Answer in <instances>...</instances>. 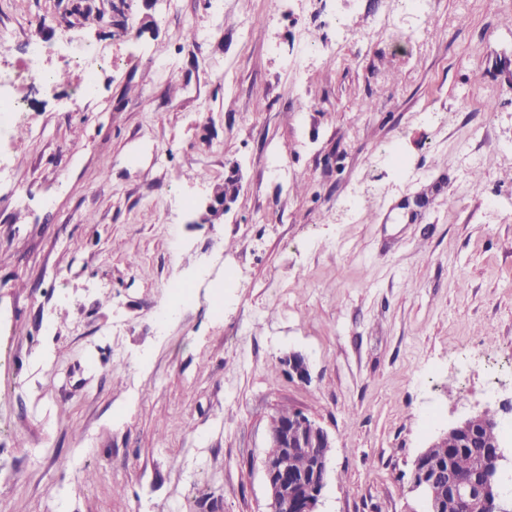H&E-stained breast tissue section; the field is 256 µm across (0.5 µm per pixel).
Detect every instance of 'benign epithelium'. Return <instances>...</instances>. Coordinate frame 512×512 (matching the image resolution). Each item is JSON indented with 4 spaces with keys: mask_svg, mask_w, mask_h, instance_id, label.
<instances>
[{
    "mask_svg": "<svg viewBox=\"0 0 512 512\" xmlns=\"http://www.w3.org/2000/svg\"><path fill=\"white\" fill-rule=\"evenodd\" d=\"M228 208L224 198L215 193L202 207L197 223L212 224L222 219L224 210ZM281 364L287 366L289 372L299 379L307 376L306 361L298 353L288 354L281 359ZM268 434L269 447L285 449L281 456H268L264 461L270 512H286L290 507L296 512H319L329 451L332 448L328 433L307 415L296 410L288 423L280 422L279 414L272 415ZM300 450H310L315 457L313 473L307 479L298 476L294 469L288 467V454ZM423 457L425 453L422 452L413 462L411 484L420 480L430 487L434 498L433 512H480L479 500L482 495L479 489L458 478L451 470L429 463L420 464Z\"/></svg>",
    "mask_w": 512,
    "mask_h": 512,
    "instance_id": "1",
    "label": "benign epithelium"
}]
</instances>
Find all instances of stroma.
I'll use <instances>...</instances> for the list:
<instances>
[{
	"label": "stroma",
	"mask_w": 512,
	"mask_h": 512,
	"mask_svg": "<svg viewBox=\"0 0 512 512\" xmlns=\"http://www.w3.org/2000/svg\"><path fill=\"white\" fill-rule=\"evenodd\" d=\"M404 9L0 0L53 79L0 139V512H269L283 407L321 512H427L417 455L512 403V0ZM221 192L224 198L217 192L213 194L202 207L196 223L214 224L216 220L223 219L224 210L227 211L229 208V205L224 203V200H234L237 197L239 193L237 182L234 179L225 180ZM279 411L270 418L269 450L264 461V476L270 494V512L319 511L320 499L325 486L328 456L332 443L328 433L301 411L294 410L288 422L279 421ZM282 448L284 452L278 455ZM288 448L289 453H288ZM315 457L314 470L309 478L298 477L297 472H308ZM300 451V452H299ZM299 452L294 457V468L288 467V454ZM289 512V511H288Z\"/></svg>",
	"instance_id": "stroma-1"
}]
</instances>
